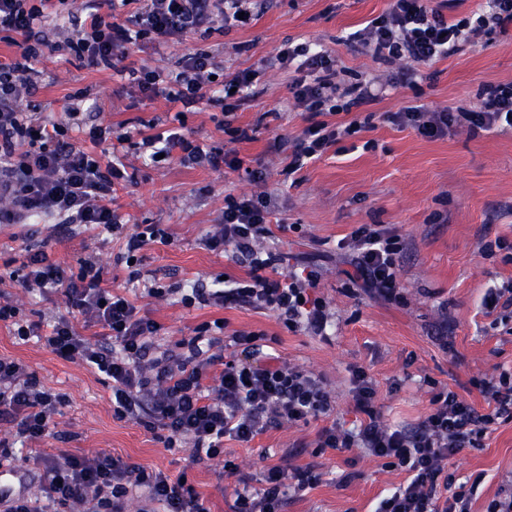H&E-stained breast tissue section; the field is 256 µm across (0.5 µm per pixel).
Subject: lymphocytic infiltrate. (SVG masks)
Here are the masks:
<instances>
[{
	"label": "lymphocytic infiltrate",
	"mask_w": 512,
	"mask_h": 512,
	"mask_svg": "<svg viewBox=\"0 0 512 512\" xmlns=\"http://www.w3.org/2000/svg\"><path fill=\"white\" fill-rule=\"evenodd\" d=\"M52 2L0 0V37L16 49L8 61L0 62V200L12 203L11 208H0V224L13 223L15 209L21 208L55 213L69 224L124 233L125 250L116 260L128 263L130 282L142 286L148 296H165L166 288L143 274L137 264L141 251L160 237V230L148 224L125 233L111 207L116 180L128 176L117 147L135 142L140 155L154 162L179 151L186 160L216 171L244 168L236 146L253 140L255 130L235 125L234 119L240 106L257 94V72H234L218 91L211 80L212 53L201 47L180 57L176 73L167 75L158 68L132 64L129 58L146 48L160 55L184 37L204 41L240 26L242 20L254 19L255 0H120L131 9L123 21L101 13V6L112 0H87L63 29L65 47L84 66L112 70L143 97L160 96L186 110L203 103L221 105L224 131L233 142L229 148H203L173 131L137 136L128 130L116 135L111 129L94 127L88 133L93 145L89 151L70 140L67 127L21 108L35 87L33 64L49 47L43 27L51 18ZM448 9L447 0H389L384 13L348 40L382 64L414 76L420 67L512 24V0H482L470 19L449 15ZM270 63L292 71L288 90L306 114L305 127L293 139L286 168L290 175L360 132L363 124L351 118L352 109L379 100L384 92L376 78L341 84L335 58L315 46L281 47ZM343 113L348 116L344 122L339 119ZM383 119L428 139H441L459 129L473 137L484 132L512 134V82L484 86L473 110L407 106L384 113ZM103 153L109 155V162H100ZM247 171L257 191L226 195L219 224L203 240L210 250L231 252L246 267L247 280H226L209 289L195 284L181 301L187 306L198 302L270 310L290 331L322 334L330 313L317 293L320 276L309 265L281 271L280 252L264 244L272 234L276 209L275 197L266 188L267 172L261 166ZM348 244L349 279L366 293L397 299V269L404 252L400 235L379 224H362ZM77 264V271L71 272L46 250L27 254L19 287L62 294L67 313L49 323L48 333H41L39 324L33 323L18 326V336L42 335L52 352L105 375L112 382L115 416L136 419L150 431H164L166 447L185 444L191 464L220 458L225 476H235L238 466L224 456L225 439L247 444L268 430L331 414L324 379L267 352V333L234 331L224 350L220 338L211 334L212 329H224L220 321L199 326L194 336L178 342L176 350H160L161 324L140 315L134 303L107 288L103 266L86 258ZM77 317L100 325L103 340L93 343L80 336L73 323ZM351 385L359 425L348 428L333 421L319 432L316 446L384 459L407 472L406 482L390 490L375 512H470L469 495L451 490L449 467L462 450L480 447L493 425L512 421V372L474 379L486 411L442 386L433 393L427 414L413 426L381 422L375 383L364 368H352ZM60 402V396L23 364L0 357V421L12 427L14 441L26 444L53 436ZM318 481L310 465L270 466L259 487L236 489L232 512H285L290 494ZM40 491L69 512H125L135 492L141 498L139 512H209L186 476L149 471L103 451L69 454L63 461L46 463Z\"/></svg>",
	"instance_id": "lymphocytic-infiltrate-1"
}]
</instances>
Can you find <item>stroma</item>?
Listing matches in <instances>:
<instances>
[{
    "label": "stroma",
    "instance_id": "35a3bbf8",
    "mask_svg": "<svg viewBox=\"0 0 512 512\" xmlns=\"http://www.w3.org/2000/svg\"><path fill=\"white\" fill-rule=\"evenodd\" d=\"M389 0H266L264 13L250 24L213 35L207 45L214 56L218 81L242 69H260L259 94L237 113L239 125L256 129L255 139L237 144L240 158L262 159L269 187L277 188L281 209L272 224L289 264L317 267L319 292L332 313L327 337L286 330L269 311L248 307L184 306L175 290L187 283L213 287L220 277L242 279L244 267L230 255L207 250L202 239L224 209V197L254 191L244 171L185 166L179 155L153 163L129 151L126 164L137 173L135 183L118 187L112 203L123 234H110L79 224L64 225L57 215L24 216L0 226V289L11 292L20 319L43 322L64 312V298L16 288L14 277L24 270L23 249L46 245L62 266L93 258L106 272L109 286L163 325L164 344L174 347L204 323L225 321L221 338L237 330H262L273 336L269 350L290 364L325 377L332 395L331 417L272 429L244 445L225 441L224 452L240 472L225 477L221 460L188 466V451L165 448L157 433L147 431L112 411V384L90 367L67 360L37 338L20 339L10 323H0V357L24 364L28 372L63 398L55 417L58 437L33 444L30 453L62 459L67 454L104 451L149 470L176 475L186 472L211 512H229L234 489L258 487L262 472L282 462L315 465L317 485L289 499L286 512H372L387 490L407 474L361 458L347 464L346 454L316 451L319 431L331 418L352 421L349 369L361 366L376 382V404L391 426L419 422L429 407L432 382L448 385L478 410L486 405L471 380L494 368L512 369V316L496 322L484 315L487 289L512 279V262L501 256L482 258V244L503 238L512 242V134L470 137L457 131L430 140L414 129L379 118L374 127L336 145L320 159L285 178L287 153L266 155L276 137L297 135L305 125L288 91L289 73L264 68L266 59L284 43L318 44L335 57L345 82L391 74L347 42L348 33L381 15ZM247 49L236 52L235 47ZM416 87L388 89L368 104L381 115L409 105L430 109L473 107L480 89L512 81V27L481 39L474 47L434 61L424 68ZM36 90L31 97L42 114L67 123L78 110L83 129L95 125L133 128L156 121L158 129H181L197 144H221V106L202 105L178 113L164 98H142L125 88L111 71L81 66L69 50L45 55L35 65ZM155 224L165 241L142 252V268L171 295L154 298L128 281L125 265L115 257L124 233L136 225ZM362 224H381L405 244L399 283L403 303H388L345 291L342 274L348 255L338 242ZM447 312L451 350L434 334L440 312ZM457 483L484 474L471 501V512H485L501 489L512 487V421L496 425L482 447L458 454L451 467Z\"/></svg>",
    "mask_w": 512,
    "mask_h": 512
}]
</instances>
